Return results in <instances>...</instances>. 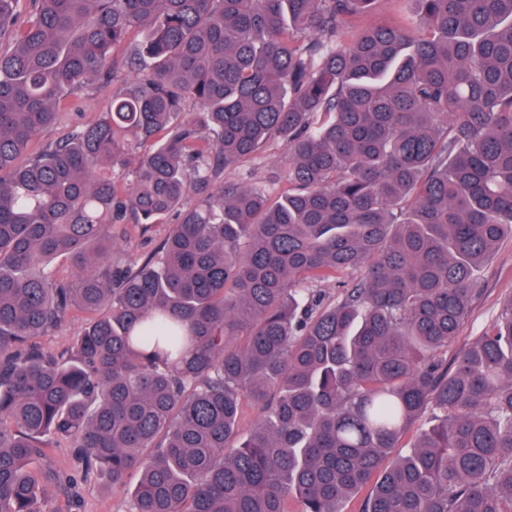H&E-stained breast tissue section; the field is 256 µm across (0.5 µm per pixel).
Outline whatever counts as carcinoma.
<instances>
[{
  "mask_svg": "<svg viewBox=\"0 0 512 512\" xmlns=\"http://www.w3.org/2000/svg\"><path fill=\"white\" fill-rule=\"evenodd\" d=\"M22 2L0 0V512H55L61 442L110 488L138 474L128 512H343L370 482L361 512H512V294L444 355L512 237V0L355 32L375 0ZM273 140L288 189L224 182ZM129 212L174 218L135 264L112 259ZM111 94L112 86L102 90L96 86L87 87L73 100L71 107L61 110L57 124L43 132L33 146L60 139L74 128L94 121L104 111ZM84 320L76 317L67 322L61 329L54 333V336L40 339L41 343L50 349H58L68 344L74 336L82 329Z\"/></svg>",
  "mask_w": 512,
  "mask_h": 512,
  "instance_id": "obj_1",
  "label": "carcinoma"
}]
</instances>
